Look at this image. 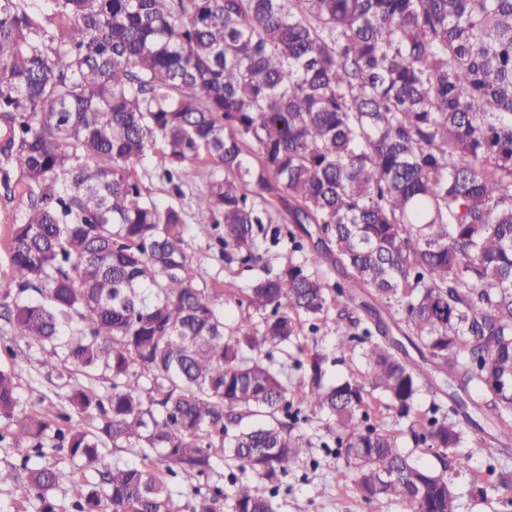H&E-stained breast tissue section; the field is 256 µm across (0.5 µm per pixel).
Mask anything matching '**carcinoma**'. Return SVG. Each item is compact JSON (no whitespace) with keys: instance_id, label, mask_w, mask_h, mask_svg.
Segmentation results:
<instances>
[{"instance_id":"obj_1","label":"carcinoma","mask_w":512,"mask_h":512,"mask_svg":"<svg viewBox=\"0 0 512 512\" xmlns=\"http://www.w3.org/2000/svg\"><path fill=\"white\" fill-rule=\"evenodd\" d=\"M0 131L4 198L25 205L0 345L109 383L61 374L64 403L25 415L20 371L0 368L17 456L0 484L24 480L38 512L65 483L73 512H276L289 467L319 466L292 434L312 413L366 502L458 512L375 403L415 447H460L467 403L421 411L424 363L512 425V0H0ZM193 169L194 223L263 271L245 321L226 322L239 288L208 283L184 208L144 185L181 200ZM265 224L290 244L275 269ZM320 331L364 369L326 383ZM276 347L298 353L297 383ZM48 450L84 481L31 465Z\"/></svg>"}]
</instances>
